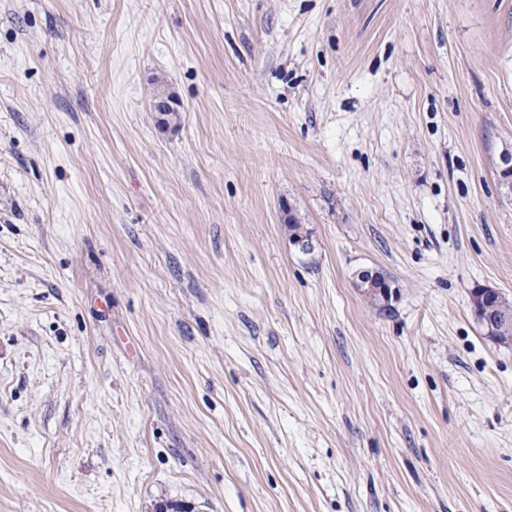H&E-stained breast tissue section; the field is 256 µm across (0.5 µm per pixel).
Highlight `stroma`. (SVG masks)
I'll list each match as a JSON object with an SVG mask.
<instances>
[{
  "instance_id": "obj_1",
  "label": "stroma",
  "mask_w": 512,
  "mask_h": 512,
  "mask_svg": "<svg viewBox=\"0 0 512 512\" xmlns=\"http://www.w3.org/2000/svg\"><path fill=\"white\" fill-rule=\"evenodd\" d=\"M508 151L512 0H0V512H512ZM179 107V101L173 94L169 92H164L155 95L152 101L153 111L159 114V120H161V124L165 127H167V125L164 123V119L167 112H175L174 115L171 117V120H173L176 125L180 123V112H176L179 109ZM503 294L497 289L483 286L474 289V295L471 297L472 311L475 319L485 330L487 335L491 334L495 328V336H500L504 342L512 340V302L508 299L505 303H501V307L508 310L510 319L501 320L496 324L497 319L489 316L481 307L484 306L485 301L495 300L500 301L503 299ZM480 300L482 303H480Z\"/></svg>"
}]
</instances>
